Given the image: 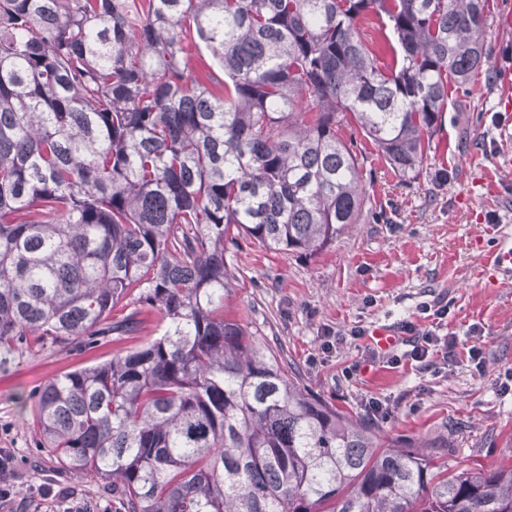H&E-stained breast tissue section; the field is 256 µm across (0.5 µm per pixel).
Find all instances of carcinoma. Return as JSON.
Instances as JSON below:
<instances>
[{"mask_svg": "<svg viewBox=\"0 0 512 512\" xmlns=\"http://www.w3.org/2000/svg\"><path fill=\"white\" fill-rule=\"evenodd\" d=\"M488 3L0 0V370L135 335L125 299L162 329L45 382L41 450L123 512H512V465L448 473L224 317L225 241L312 254L360 220L344 121L418 175L448 84L489 66ZM184 53L186 72L196 83L212 86L211 79L213 77L220 76L224 79V75L218 70L210 53L202 43L187 42Z\"/></svg>", "mask_w": 512, "mask_h": 512, "instance_id": "carcinoma-1", "label": "carcinoma"}]
</instances>
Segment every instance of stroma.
Returning a JSON list of instances; mask_svg holds the SVG:
<instances>
[{
    "label": "stroma",
    "instance_id": "stroma-1",
    "mask_svg": "<svg viewBox=\"0 0 512 512\" xmlns=\"http://www.w3.org/2000/svg\"><path fill=\"white\" fill-rule=\"evenodd\" d=\"M489 8L486 39L497 75L477 76L466 91L450 89L416 178L396 175L355 124H346L340 137L364 156L360 222L312 255L269 251L243 238L224 251L232 276L225 316L295 363L332 404L362 418L368 400H381L390 409L375 422L381 433L432 446L435 463L457 472L512 463V390L499 389L501 374L512 368V288L490 293L478 256L512 241V111L500 104L512 97V10L504 0H490ZM483 178L495 193L480 188ZM441 300L448 315L438 323L425 310ZM141 317L146 329L131 342L47 347L0 373V449L16 460L0 512H64L57 499L36 496L42 486L75 491L90 512H118L103 481L63 471L40 450L23 404L49 378L153 338L154 312L142 309ZM406 322L421 333L455 337L454 363L423 372L372 358L376 333L385 328L402 338ZM328 331L339 341L325 353L320 344ZM473 347L480 361L470 359Z\"/></svg>",
    "mask_w": 512,
    "mask_h": 512
}]
</instances>
